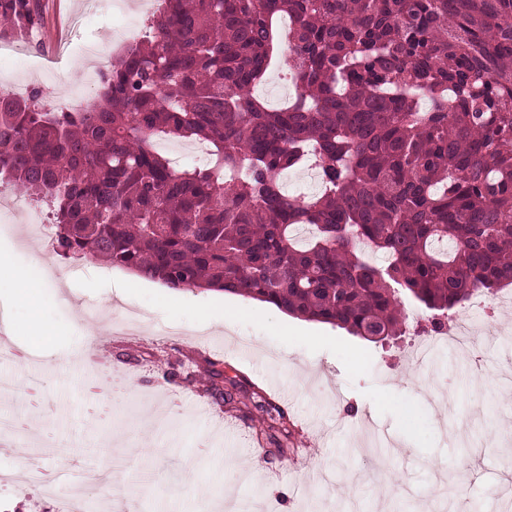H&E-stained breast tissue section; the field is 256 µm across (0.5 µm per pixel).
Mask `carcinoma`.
I'll list each match as a JSON object with an SVG mask.
<instances>
[{"mask_svg": "<svg viewBox=\"0 0 512 512\" xmlns=\"http://www.w3.org/2000/svg\"><path fill=\"white\" fill-rule=\"evenodd\" d=\"M4 16L37 30L41 0ZM147 28L80 111L0 91V184L49 207L60 253L372 343L404 334V296L446 317L512 285V0H159ZM280 61L272 109L254 89ZM161 137L210 160L175 170Z\"/></svg>", "mask_w": 512, "mask_h": 512, "instance_id": "carcinoma-1", "label": "carcinoma"}]
</instances>
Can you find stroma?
<instances>
[{
    "instance_id": "obj_1",
    "label": "stroma",
    "mask_w": 512,
    "mask_h": 512,
    "mask_svg": "<svg viewBox=\"0 0 512 512\" xmlns=\"http://www.w3.org/2000/svg\"><path fill=\"white\" fill-rule=\"evenodd\" d=\"M36 43L0 50V89L48 91L59 79L86 87L81 40L145 28L142 0L85 12V0H42ZM0 261L25 269L30 296L0 283V347L27 353L0 366L16 390L0 414L25 409L27 375L44 384L39 436L0 451L25 487L31 455L81 485L85 467L113 473L92 496L138 512H486L512 495V287L464 302L479 359L451 344L416 362L412 344L432 311L406 304L407 333L372 343L273 305L216 291H175L94 259H66L20 225L0 231ZM50 329L25 331L29 300ZM238 383L240 405L216 402L209 376ZM287 417L288 453L269 457L258 407Z\"/></svg>"
}]
</instances>
